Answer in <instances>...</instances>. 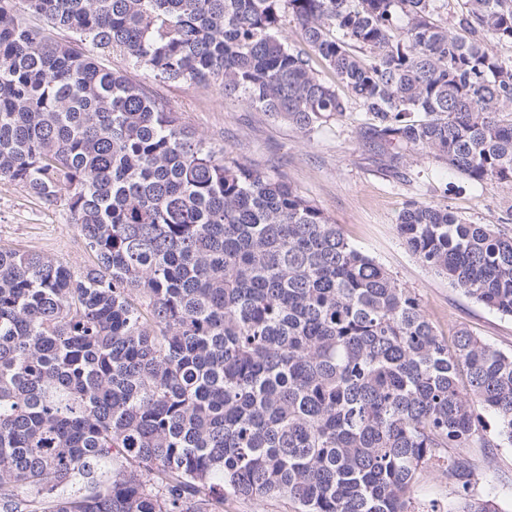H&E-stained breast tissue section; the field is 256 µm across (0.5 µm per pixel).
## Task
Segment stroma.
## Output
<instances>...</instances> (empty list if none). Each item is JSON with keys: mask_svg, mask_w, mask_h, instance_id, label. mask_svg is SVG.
Returning a JSON list of instances; mask_svg holds the SVG:
<instances>
[{"mask_svg": "<svg viewBox=\"0 0 512 512\" xmlns=\"http://www.w3.org/2000/svg\"><path fill=\"white\" fill-rule=\"evenodd\" d=\"M112 67L146 86L196 136L223 146L226 156L285 180L311 200L354 246L417 297L439 336L449 341L464 328L512 352V317L476 302L423 265L396 229L402 211L418 201L512 236V186L473 184L421 151L391 162L367 137L370 116L356 103L322 130L304 133L224 95L217 85L164 83L119 53L113 54ZM0 245L47 254L75 271L91 262L64 204L45 207L21 185L4 179ZM466 455L478 475L475 492L495 500L502 512H512V446L470 448Z\"/></svg>", "mask_w": 512, "mask_h": 512, "instance_id": "35a3bbf8", "label": "stroma"}]
</instances>
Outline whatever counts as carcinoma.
Returning a JSON list of instances; mask_svg holds the SVG:
<instances>
[{
	"label": "carcinoma",
	"instance_id": "carcinoma-1",
	"mask_svg": "<svg viewBox=\"0 0 512 512\" xmlns=\"http://www.w3.org/2000/svg\"><path fill=\"white\" fill-rule=\"evenodd\" d=\"M456 2L448 26L437 0H0V179L66 201L93 257L0 247V512H499L447 449L512 444V352L447 343L320 208L104 64L304 133L354 100L392 159L509 185L512 60L485 41L512 42V0ZM397 228L512 316V236L418 202ZM430 466L458 490L446 511L410 496ZM287 497H267L261 500L230 498L224 501V512H297Z\"/></svg>",
	"mask_w": 512,
	"mask_h": 512
}]
</instances>
